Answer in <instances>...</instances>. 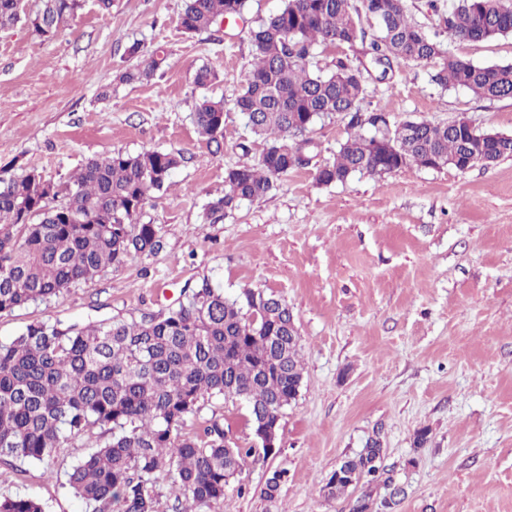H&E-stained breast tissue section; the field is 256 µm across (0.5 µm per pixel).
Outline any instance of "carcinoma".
Segmentation results:
<instances>
[{
    "label": "carcinoma",
    "mask_w": 512,
    "mask_h": 512,
    "mask_svg": "<svg viewBox=\"0 0 512 512\" xmlns=\"http://www.w3.org/2000/svg\"><path fill=\"white\" fill-rule=\"evenodd\" d=\"M247 0H185L179 25L192 35L242 15ZM81 0H41L24 14L17 0H0V28L24 23L37 38H54ZM448 38L479 42L512 34V4L454 0L444 18ZM254 64L234 108L266 148L256 165L227 169L222 193L207 204L219 218L243 201L266 196L277 180L302 166L298 137L319 120L350 117L351 134L336 158L316 169L323 185L361 173L404 167L456 166L468 143L482 146L474 162L512 157V136L476 130L465 120L435 125L393 122L362 114L366 68L349 57L333 70H310L316 47L361 45L376 64L439 60L433 81L475 95L512 98V64L476 65L443 47L407 15L403 0H283L276 13L250 29ZM165 61L157 47L126 81H149ZM224 101L195 106L197 134L219 153L224 147ZM184 162L179 152H114L89 160L60 185L47 210L31 216L43 182L29 172L0 186V315L47 303L108 268L163 248L159 228L141 222L146 202L163 194ZM178 306L158 315L83 324L35 322L0 342V461L51 460L71 441L102 429L96 450L63 472L62 485L86 512H157L159 477L182 508L201 512L224 500L225 488L255 448L224 447V423L213 419L201 437L181 434L186 419L209 397L247 403L250 425L274 420L297 398L303 380L301 337L288 305L274 294L246 288L234 297L204 278L185 285ZM384 453L371 440L330 477L327 496L360 490L352 512H386L394 497L376 502L372 484L390 482L378 465ZM0 512H45L32 496L1 495Z\"/></svg>",
    "instance_id": "1"
}]
</instances>
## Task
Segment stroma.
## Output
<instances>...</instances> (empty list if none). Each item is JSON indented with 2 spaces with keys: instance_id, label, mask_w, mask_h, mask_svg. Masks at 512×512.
Instances as JSON below:
<instances>
[{
  "instance_id": "1",
  "label": "stroma",
  "mask_w": 512,
  "mask_h": 512,
  "mask_svg": "<svg viewBox=\"0 0 512 512\" xmlns=\"http://www.w3.org/2000/svg\"><path fill=\"white\" fill-rule=\"evenodd\" d=\"M281 0H248L242 18L188 37L183 0H82L51 40L26 27L0 29V178L35 171L65 182L112 152L178 151L185 160L170 190L149 200L142 222L158 225L159 253L73 285L47 303L0 316L6 342L36 321L137 318L165 311L185 284L209 279L232 297L245 288L284 299L301 336L303 382L280 421L272 455L248 457L236 485L209 512H349L351 495L327 497L332 472L369 439H380L395 512H512V158L461 172L403 168L323 185L317 165L333 161L347 119L317 122L313 164L281 177L267 196L217 221L206 206L233 166L257 163L265 148L233 107L253 64L248 30ZM143 51L167 59L151 81L125 83ZM480 65L512 63V36L450 44ZM215 82L200 89L195 70ZM433 65H370L362 111L446 124L468 119L512 133V99L444 90ZM224 103V149L212 153L192 120L202 98ZM247 143L249 154L239 145ZM217 418L241 447L252 443L246 407L206 399L182 432ZM424 445H416L420 429ZM89 434L51 462L0 464V494L31 495L48 512H84L56 479L94 451ZM283 477L275 498L264 489Z\"/></svg>"
}]
</instances>
